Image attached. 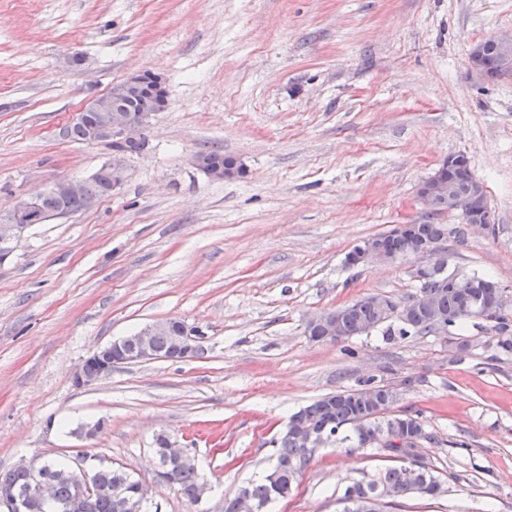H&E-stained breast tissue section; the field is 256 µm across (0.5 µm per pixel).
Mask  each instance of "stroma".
I'll use <instances>...</instances> for the list:
<instances>
[{
	"label": "stroma",
	"mask_w": 512,
	"mask_h": 512,
	"mask_svg": "<svg viewBox=\"0 0 512 512\" xmlns=\"http://www.w3.org/2000/svg\"><path fill=\"white\" fill-rule=\"evenodd\" d=\"M497 32H512V0H0V215L109 160L107 143L61 135L91 96L145 72L168 96L119 188L32 225L0 261V471L83 450L150 485L160 512H223L266 471L291 413L369 377L409 378L403 402L434 436L416 454L444 492L391 512H512V355L489 334L467 323L478 345L458 364L441 335L304 334L362 296L415 293L408 261L345 257L423 223L418 189L456 154L496 232L438 216L462 230L448 269L512 298V79H479L468 60ZM214 148L245 176L197 167ZM167 318L202 329L199 358L74 385L93 348ZM100 419L94 441L74 436ZM161 432L191 448L201 504L158 482ZM400 463L383 448L316 449L271 512H340L348 484Z\"/></svg>",
	"instance_id": "35a3bbf8"
}]
</instances>
